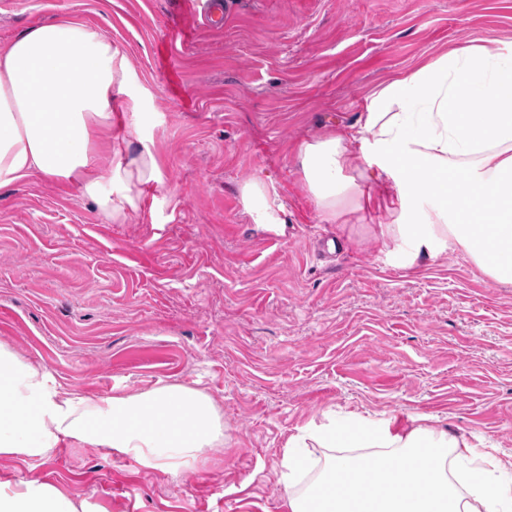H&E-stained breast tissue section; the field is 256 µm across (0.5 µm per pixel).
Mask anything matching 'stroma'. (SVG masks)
Segmentation results:
<instances>
[{"mask_svg":"<svg viewBox=\"0 0 512 512\" xmlns=\"http://www.w3.org/2000/svg\"><path fill=\"white\" fill-rule=\"evenodd\" d=\"M61 19L125 53L112 139L149 148L161 179L116 222L71 184L0 189V343L90 396L202 390L224 443L174 475L87 446L0 458V482L93 512H288L284 446L328 414L423 415L512 459V283L452 251L407 263L384 209L326 219L297 158L423 61L499 50L512 0H224L219 27L201 0H0V47ZM252 181L281 226L253 224Z\"/></svg>","mask_w":512,"mask_h":512,"instance_id":"35a3bbf8","label":"stroma"}]
</instances>
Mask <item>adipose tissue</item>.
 Returning a JSON list of instances; mask_svg holds the SVG:
<instances>
[{"instance_id": "ef3b65f1", "label": "adipose tissue", "mask_w": 512, "mask_h": 512, "mask_svg": "<svg viewBox=\"0 0 512 512\" xmlns=\"http://www.w3.org/2000/svg\"><path fill=\"white\" fill-rule=\"evenodd\" d=\"M131 80L125 54L88 23L34 28L0 48V188L34 175L69 182L112 221L137 210L160 169L147 149L113 146L110 103ZM362 144L360 155L348 145ZM298 160L327 217L364 192L348 168L366 163L394 217L385 237L409 260L447 250L492 281L512 283V49L459 46L380 86L359 126L301 145ZM224 442L204 392L162 385L89 397L0 343V457L47 461L86 445L176 473ZM316 448L337 449L307 478ZM279 482L288 512H512V473L491 451L422 422H312L289 437ZM0 512H88L85 501L37 480L0 483Z\"/></svg>"}]
</instances>
